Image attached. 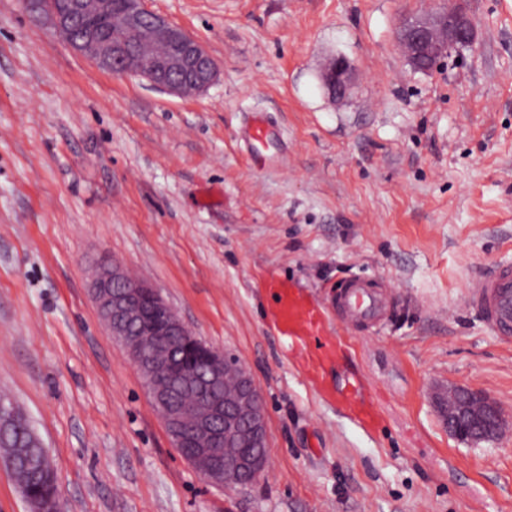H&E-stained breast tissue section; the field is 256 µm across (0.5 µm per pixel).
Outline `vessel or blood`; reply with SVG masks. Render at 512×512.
Returning a JSON list of instances; mask_svg holds the SVG:
<instances>
[{
  "label": "vessel or blood",
  "instance_id": "1",
  "mask_svg": "<svg viewBox=\"0 0 512 512\" xmlns=\"http://www.w3.org/2000/svg\"><path fill=\"white\" fill-rule=\"evenodd\" d=\"M248 146L255 162L266 163V149L272 131L262 115H254L246 130ZM274 307L268 317L277 335L297 351L301 364L310 371L325 372L338 362L341 348L328 333L325 307L288 281L270 284ZM486 326L499 336L512 335V263L486 267L469 285L464 299ZM389 308L387 295L362 278L353 277L336 293V316L347 325H376ZM336 398L346 413L358 420L374 418L365 389L355 373L349 372L336 385Z\"/></svg>",
  "mask_w": 512,
  "mask_h": 512
}]
</instances>
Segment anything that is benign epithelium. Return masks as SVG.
<instances>
[{"instance_id": "benign-epithelium-1", "label": "benign epithelium", "mask_w": 512, "mask_h": 512, "mask_svg": "<svg viewBox=\"0 0 512 512\" xmlns=\"http://www.w3.org/2000/svg\"><path fill=\"white\" fill-rule=\"evenodd\" d=\"M25 3L33 15L50 20L76 55L102 70L144 79L174 95L183 94L188 85L203 93L218 80V65L202 44L148 10L144 0H131L124 11L122 40L97 31L77 32L83 19L111 16L116 0H67L62 8L48 0ZM397 41L412 67L430 71L448 53L471 46L474 30L469 18L456 9L404 21ZM141 44L149 45L152 52L138 51ZM351 78L352 66L341 56L331 59L321 74L322 85L334 101L348 96ZM91 288L103 324L126 348L172 446L193 467L205 463L199 473L212 484L244 487L256 481L268 463L269 440L265 398L253 378L240 370L237 388L221 395L213 386L227 366L236 364L234 358L209 351L206 380L199 382L194 377L195 367L173 357L168 348L143 351L142 336L189 340L198 348L204 344L157 288L131 278L120 263L98 265ZM163 374L194 391L197 407L192 420H187L169 386L159 384ZM13 409L11 396L0 393V429L12 423ZM439 410L448 432L461 441L492 440L505 424L498 405L469 388H448V399L439 403Z\"/></svg>"}]
</instances>
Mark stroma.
<instances>
[{
	"label": "stroma",
	"instance_id": "35a3bbf8",
	"mask_svg": "<svg viewBox=\"0 0 512 512\" xmlns=\"http://www.w3.org/2000/svg\"><path fill=\"white\" fill-rule=\"evenodd\" d=\"M217 62L176 96L72 52L24 0H0V392L57 472L62 512H512V338L464 304L512 262V0H147ZM462 7L472 46L430 72L405 20ZM345 56L341 101L320 72ZM274 132L254 166L250 115ZM222 187L223 202L199 204ZM158 288L264 393L269 458L213 485L173 448L89 288L101 256ZM352 276L396 299L372 328L330 327L371 394L363 425L320 395L267 321L263 287L323 305ZM476 390L493 440L452 436L435 400Z\"/></svg>",
	"mask_w": 512,
	"mask_h": 512
}]
</instances>
